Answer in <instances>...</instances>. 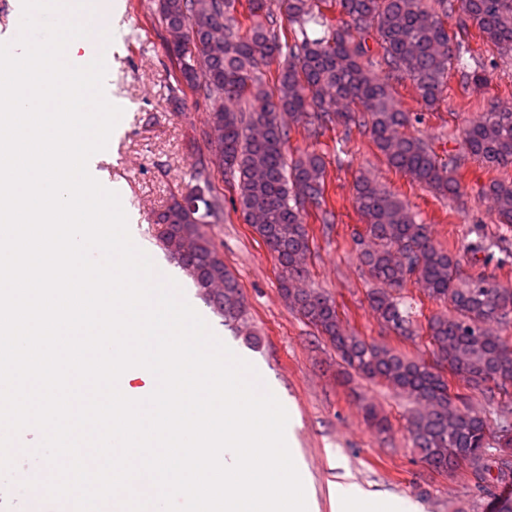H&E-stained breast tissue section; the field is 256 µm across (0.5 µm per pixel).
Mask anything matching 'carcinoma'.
I'll list each match as a JSON object with an SVG mask.
<instances>
[{"label": "carcinoma", "instance_id": "cac0c4a2", "mask_svg": "<svg viewBox=\"0 0 512 512\" xmlns=\"http://www.w3.org/2000/svg\"><path fill=\"white\" fill-rule=\"evenodd\" d=\"M165 29L185 28V40L168 46L177 64L178 90H190L211 103L210 145L224 152V172L236 183L240 212L273 252L282 268L280 290L300 315L324 336L343 361L366 376L406 394L417 405L410 420L413 447L428 465L446 470L467 464L475 484H512V456L485 452L487 420L455 405L442 370L461 375L475 386L512 384V336L488 329L512 317V288L484 275L463 279L450 250L432 243L420 224L393 193L367 177L355 184L352 202L367 224V239H358L359 258L380 284L369 295L379 319L402 336L412 323L393 294L415 280L426 294L448 301L455 315L431 317L427 335L437 365L408 358L385 344L348 334L340 325L335 301L292 283L303 270L297 257L310 250L307 204L316 218L332 223L325 200L324 157L306 152L288 162L291 127L313 115L305 131L317 139L341 125L368 131L387 165L411 181L450 198L460 192L455 169L447 167L424 140L401 132L410 113L398 108L389 85L373 73L380 68L396 80H408L421 102L440 99L455 61L469 46L450 44L444 19L457 16L465 29L504 52H512V0H339L348 20L333 26L315 9V0H282L288 32L278 21L272 0H247L246 28L235 17L236 0H154ZM375 31L382 48L372 58L366 35ZM275 67L276 94L264 87L265 69ZM248 103L249 115L226 106ZM467 152L490 171L512 165V108L492 106L464 131ZM194 188L173 198L157 217L159 243L175 257L174 245L186 233L198 237L195 251L176 260L196 286L219 279L223 290L204 300L228 323L245 320L239 283L224 264L201 224L221 209L205 171H194ZM488 194L502 224H512V180L493 177Z\"/></svg>", "mask_w": 512, "mask_h": 512}]
</instances>
